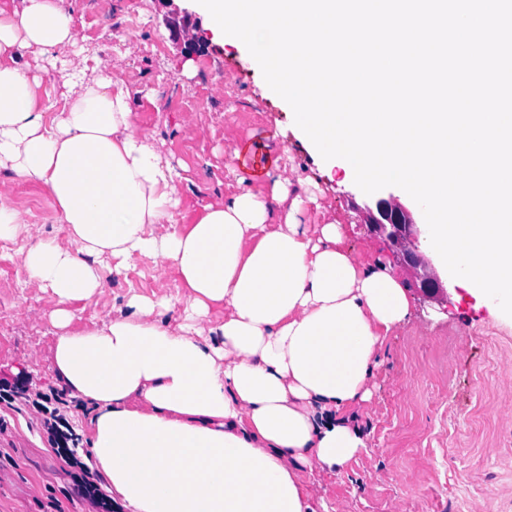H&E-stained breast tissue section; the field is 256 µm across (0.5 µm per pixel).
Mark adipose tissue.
Instances as JSON below:
<instances>
[{"label": "adipose tissue", "instance_id": "ef3b65f1", "mask_svg": "<svg viewBox=\"0 0 512 512\" xmlns=\"http://www.w3.org/2000/svg\"><path fill=\"white\" fill-rule=\"evenodd\" d=\"M77 46L61 0L0 5V171L49 196L69 230L70 246L38 241L23 265L57 301L52 365L94 406L103 488L126 512H308L300 470L365 449L351 414L411 298L350 257L340 225L301 223L305 201L283 181L177 227L182 176L136 132L111 63L92 56L63 93L45 87V61ZM135 254L176 268L185 324L152 321L165 300L134 295L130 316L75 325L69 303L102 293L111 260ZM216 308L214 342L195 324Z\"/></svg>", "mask_w": 512, "mask_h": 512}]
</instances>
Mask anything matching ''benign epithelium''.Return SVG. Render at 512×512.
<instances>
[{
    "instance_id": "obj_1",
    "label": "benign epithelium",
    "mask_w": 512,
    "mask_h": 512,
    "mask_svg": "<svg viewBox=\"0 0 512 512\" xmlns=\"http://www.w3.org/2000/svg\"><path fill=\"white\" fill-rule=\"evenodd\" d=\"M369 227L401 248L402 260L411 267L421 263L414 238L417 229L410 212L385 198H372L365 203Z\"/></svg>"
}]
</instances>
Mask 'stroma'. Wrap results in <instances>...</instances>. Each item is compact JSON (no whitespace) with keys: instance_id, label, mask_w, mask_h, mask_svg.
I'll use <instances>...</instances> for the list:
<instances>
[{"instance_id":"stroma-1","label":"stroma","mask_w":512,"mask_h":512,"mask_svg":"<svg viewBox=\"0 0 512 512\" xmlns=\"http://www.w3.org/2000/svg\"><path fill=\"white\" fill-rule=\"evenodd\" d=\"M78 37L111 59L114 78L131 91L133 122L183 165L182 213L276 179L292 194L315 196L305 224L336 223L355 261L379 263L407 288L409 320L386 341L357 407L366 448L341 467L306 470L315 512H512V391L500 383L512 368V320L501 318L446 266L398 263L396 249L367 227V196L340 161L324 160L298 129L287 102L273 96L241 40L215 32L194 0H138L142 25L128 34L113 24L127 0H63ZM193 74H181L185 62ZM177 79L176 90L167 80ZM0 199L29 213V235L0 241V377L25 375L60 388L52 363L55 328L50 292L30 283L20 252L38 240L69 241L51 199L0 172ZM445 283L430 296L424 275ZM170 263L136 256L107 275L104 291L70 305L77 325L120 315L132 294L173 296ZM0 512H92L75 491V470L50 447L28 407L0 411Z\"/></svg>"}]
</instances>
